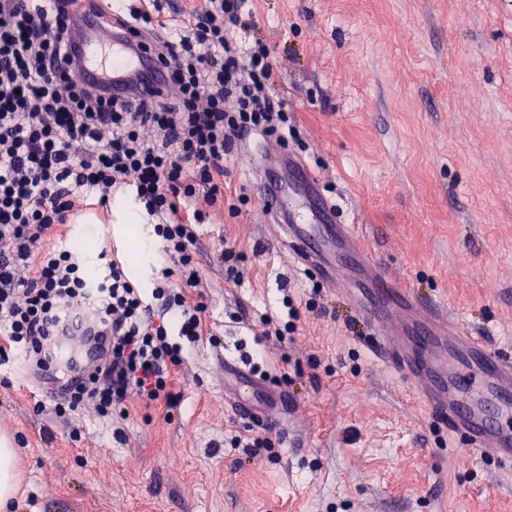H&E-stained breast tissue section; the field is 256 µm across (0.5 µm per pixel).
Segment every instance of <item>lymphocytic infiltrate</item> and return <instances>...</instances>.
<instances>
[{"label": "lymphocytic infiltrate", "mask_w": 512, "mask_h": 512, "mask_svg": "<svg viewBox=\"0 0 512 512\" xmlns=\"http://www.w3.org/2000/svg\"><path fill=\"white\" fill-rule=\"evenodd\" d=\"M247 0L204 9L122 13L107 0H0V357L16 354L52 376L49 343L76 313L96 310L106 353L64 380L57 416L93 406L111 417L129 396L170 403L206 308L189 297L199 224L224 201V160L253 136L287 144L294 129L275 90L276 60L238 31ZM141 32L164 65L162 90L94 87L73 44L79 22ZM123 192L154 222L163 282L144 290L107 250L88 274L69 247L48 248L53 226L88 202Z\"/></svg>", "instance_id": "1"}]
</instances>
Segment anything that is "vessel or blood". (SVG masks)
I'll list each match as a JSON object with an SVG mask.
<instances>
[{
  "label": "vessel or blood",
  "instance_id": "b4317fda",
  "mask_svg": "<svg viewBox=\"0 0 512 512\" xmlns=\"http://www.w3.org/2000/svg\"><path fill=\"white\" fill-rule=\"evenodd\" d=\"M81 43L83 79L124 87L127 78L145 72L140 85L150 93L165 81L160 64L146 65L125 32L108 36L86 19ZM256 191L270 223L276 224L298 261L325 282H345L360 309L375 325V348L384 363L415 384L421 403L467 452L484 454L512 466V351L491 344L449 320L438 305L418 303L386 275L356 237L341 223L322 191L318 175L280 148L249 157ZM94 317L73 320L57 346L61 359L85 369L94 364L102 343L90 338ZM226 376L239 380L249 396L229 393L235 413L246 422L266 418L287 395L225 359Z\"/></svg>",
  "mask_w": 512,
  "mask_h": 512
}]
</instances>
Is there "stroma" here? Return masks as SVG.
<instances>
[{"instance_id": "stroma-1", "label": "stroma", "mask_w": 512, "mask_h": 512, "mask_svg": "<svg viewBox=\"0 0 512 512\" xmlns=\"http://www.w3.org/2000/svg\"><path fill=\"white\" fill-rule=\"evenodd\" d=\"M243 37L278 62L302 158L365 251L473 335L512 345V0H251ZM239 145L224 213L199 227L196 293L208 336L171 411L129 398L127 418H57L37 369L0 360V434L17 450L9 512H512V467L455 447L410 381L367 348L345 292L276 238ZM152 277V225H90ZM241 253L240 282L221 251ZM300 312L285 341L261 314ZM261 358L288 393L260 427L224 397V359ZM251 434L260 448H235ZM107 463H100L101 455Z\"/></svg>"}]
</instances>
